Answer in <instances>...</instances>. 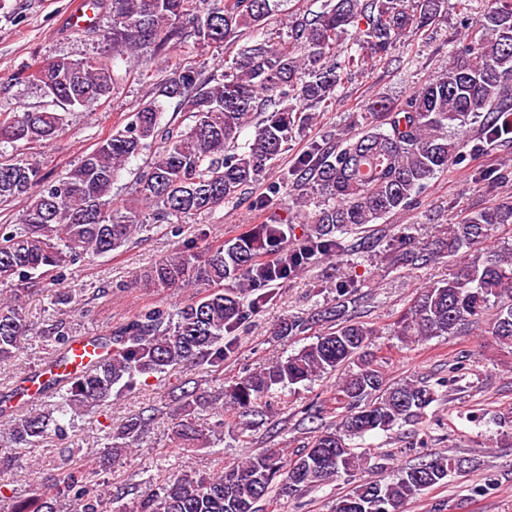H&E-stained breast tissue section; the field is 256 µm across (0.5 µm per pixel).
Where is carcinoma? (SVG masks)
<instances>
[{
  "label": "carcinoma",
  "instance_id": "carcinoma-1",
  "mask_svg": "<svg viewBox=\"0 0 512 512\" xmlns=\"http://www.w3.org/2000/svg\"><path fill=\"white\" fill-rule=\"evenodd\" d=\"M108 7L111 23L102 40L139 61L169 56L187 46L224 48L219 73L178 64L160 76L153 100L124 127L98 142L66 176L52 179L37 163L6 148L45 144L67 126L70 111L89 109L115 89L113 64L104 56L56 57L33 78L19 72L15 83L35 86L44 104L0 113V203L20 196L30 204L19 224L0 225V362L20 350L31 331L23 298L41 281L62 276L85 259L109 255L141 234L167 224L184 231L186 220L243 199L319 113L344 98L348 84L377 59L387 60L404 36L448 13V0H311L315 8L288 14L286 31L271 27L285 0H88ZM176 99L191 118L181 131L161 129L160 98ZM371 121L351 133L309 143L288 174L298 191L286 210L314 205L299 247L284 246L288 220L260 224L249 235L201 251L185 250L147 269L143 282L157 288L205 287L169 312L148 309L92 339L98 358L64 386L45 384L29 408L13 410L0 397V444L34 447L51 433L63 434L113 393L131 392L138 379L173 366L212 367L215 380L225 340L268 300L269 283L298 272L319 256L342 255L340 237L411 208L431 180L457 164L471 128L478 140L512 149V0H491L484 14L452 47L448 69L429 79L399 104L383 97L365 104ZM253 128L245 142L242 131ZM150 160L135 181L129 202L114 205L112 188L126 163L143 152ZM512 227V197L448 227L434 248L404 247L396 262L424 264L439 254H464L455 276L421 289L397 322L396 334L410 342L453 336L495 309L490 334L512 348V243L487 246L493 233ZM336 306L305 317L280 320L272 335L301 336L312 325H328L316 339L285 359L267 363L214 392L196 384L175 402L128 418L109 434L112 458L135 447L160 416L187 446L223 441L224 423L208 430L200 412L214 406L243 418L241 431L266 416L268 399L354 360L357 370L338 384L341 421L319 432L293 457L266 450L248 456L216 477L168 478L130 507L112 510L122 495L96 491L89 473L74 465L57 480L56 495L15 500L6 512H259L274 484L291 494L342 476L348 488L331 512H405L408 502L441 485L458 470L460 458L434 456L400 468L388 480L356 479L361 458L351 441L374 430H390L421 417L437 400L422 381L388 383L367 357L371 330L349 309L347 286ZM59 349L56 366L71 341L64 322L48 330ZM53 398L46 412L37 405Z\"/></svg>",
  "mask_w": 512,
  "mask_h": 512
}]
</instances>
